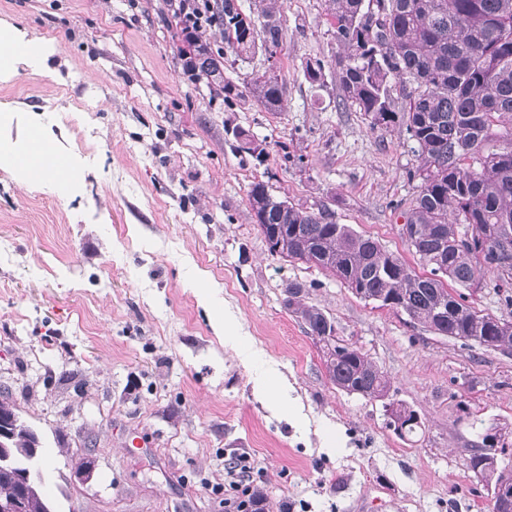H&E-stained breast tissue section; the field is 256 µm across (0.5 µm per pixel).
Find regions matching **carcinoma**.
I'll return each instance as SVG.
<instances>
[{
	"instance_id": "1",
	"label": "carcinoma",
	"mask_w": 512,
	"mask_h": 512,
	"mask_svg": "<svg viewBox=\"0 0 512 512\" xmlns=\"http://www.w3.org/2000/svg\"><path fill=\"white\" fill-rule=\"evenodd\" d=\"M281 0H260L258 16L238 0H215L214 26L239 56L281 43ZM338 51L330 69L345 108L362 112L374 128L402 127L414 141L420 185L403 215L402 235L419 274L377 240L355 233L329 214L272 195L262 182L248 193L261 234L282 244L280 256L300 260L337 277L360 299L406 314L434 333L473 349L495 347L512 356V0H324ZM199 77L224 83V103L253 98L269 112L283 108L281 74L235 82L224 77V49L206 46ZM324 62L303 67L313 85H324ZM399 87L405 105L393 96ZM237 149L262 158L266 145L243 129ZM495 274L489 284L485 273ZM450 280L469 293L452 292ZM493 287L508 316L485 313L474 293ZM299 283L288 284V308L306 325L336 388L385 402L389 424L411 439L424 422L411 407L389 400L385 373L352 343L336 336L333 320L304 300ZM471 449L468 468L487 488H512V469L484 464L503 448L496 428ZM11 456L31 465L38 435L20 421L6 442ZM19 493L23 512H47L40 484L0 468V496Z\"/></svg>"
}]
</instances>
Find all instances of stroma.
I'll use <instances>...</instances> for the list:
<instances>
[{"label":"stroma","instance_id":"obj_1","mask_svg":"<svg viewBox=\"0 0 512 512\" xmlns=\"http://www.w3.org/2000/svg\"><path fill=\"white\" fill-rule=\"evenodd\" d=\"M49 47L50 70L0 81V141L70 163L59 195L0 162V386L40 434L55 512H224V466L249 455L263 512H489L467 467L489 425L512 433V356L471 350L272 255L251 184L331 213L406 261L413 143L304 77L337 50L322 0H284L285 107L225 105L185 75L165 0H0ZM266 140L259 159L235 128ZM387 375L425 423L408 441L383 404L339 390L287 286ZM213 286L235 331L216 334ZM287 378L303 417L257 377ZM336 432L335 450L323 446ZM92 461V477L77 472ZM258 391L268 396L274 412L291 415L293 419L300 416V408L291 398L287 382L280 380L274 372L258 381Z\"/></svg>","mask_w":512,"mask_h":512}]
</instances>
